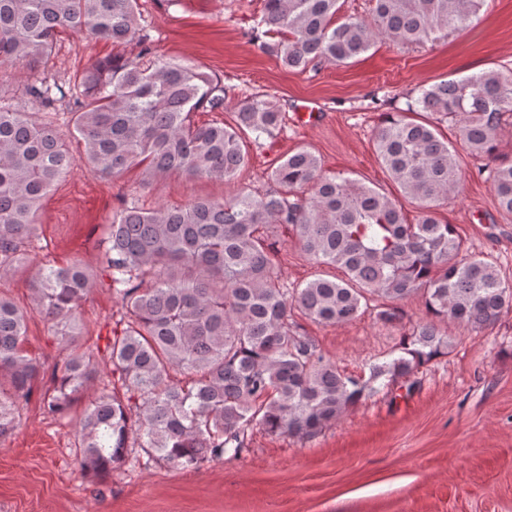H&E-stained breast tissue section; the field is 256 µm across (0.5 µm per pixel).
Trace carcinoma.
<instances>
[{
	"label": "carcinoma",
	"instance_id": "cac0c4a2",
	"mask_svg": "<svg viewBox=\"0 0 512 512\" xmlns=\"http://www.w3.org/2000/svg\"><path fill=\"white\" fill-rule=\"evenodd\" d=\"M263 2L255 28L270 40L259 48L305 72L322 60L347 65L378 39L423 43L463 31L485 0H373L368 20L338 17L339 0ZM65 31L134 43L139 52L98 60L66 83L38 76L29 87L45 108L68 101L76 154L53 123L0 95V273L25 264L41 201L76 164L104 179L140 169L147 183L173 174L232 182L249 164L250 146L281 130L282 114L266 95L240 104L232 126L197 125L193 113L226 109L224 84L194 62L157 54L139 0H0V82L19 61L38 71ZM409 111L436 120L389 115L373 147L417 204L413 224L398 200L324 170L305 147L277 163L263 192L150 208L131 201L112 211L101 269L126 321L108 345L120 387L99 391L76 420L88 475H112L139 460L138 449L196 470L238 457L255 426L312 438L380 385L401 381L412 390L415 372L448 354L439 323L481 329L512 309V284L463 252L454 225L437 216L461 184L456 152L438 126L453 118L470 153L492 161L497 208L512 214V158L497 154L501 118L512 112V69L442 79L419 90ZM282 228L310 260L342 276L320 273L288 287L268 243ZM29 287L33 307L61 337L42 407L67 415L94 375L74 340L94 278L78 261L44 264ZM415 296L433 320L413 325L366 378L342 372L294 318L337 325L371 309L396 325L404 318L398 303ZM26 322V312L0 296V440L19 426L15 413L43 372L23 348Z\"/></svg>",
	"mask_w": 512,
	"mask_h": 512
}]
</instances>
